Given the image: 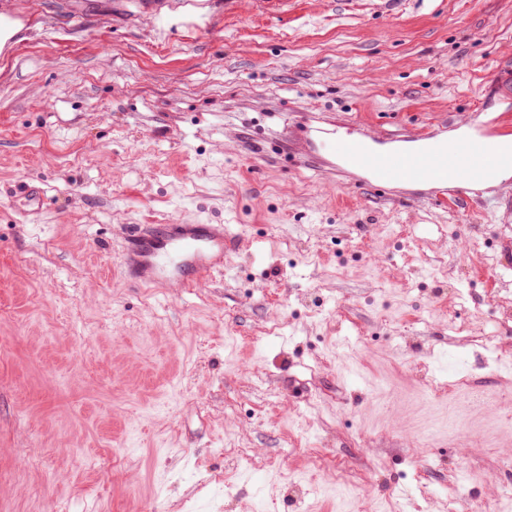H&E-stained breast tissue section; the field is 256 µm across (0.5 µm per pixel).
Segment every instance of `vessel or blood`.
Instances as JSON below:
<instances>
[{
    "instance_id": "vessel-or-blood-1",
    "label": "vessel or blood",
    "mask_w": 512,
    "mask_h": 512,
    "mask_svg": "<svg viewBox=\"0 0 512 512\" xmlns=\"http://www.w3.org/2000/svg\"><path fill=\"white\" fill-rule=\"evenodd\" d=\"M316 135L331 167L354 172L359 182L380 189L412 186L413 197L432 203L446 192L464 206L470 187L492 183L502 168L512 166V148L494 150L481 133L460 136L451 145L427 134L351 137L320 127ZM232 238L229 227L221 224L171 219L159 232L137 225L127 236L123 274L137 286L194 283L223 269Z\"/></svg>"
}]
</instances>
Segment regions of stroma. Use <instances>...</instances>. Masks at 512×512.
Here are the masks:
<instances>
[{
    "mask_svg": "<svg viewBox=\"0 0 512 512\" xmlns=\"http://www.w3.org/2000/svg\"><path fill=\"white\" fill-rule=\"evenodd\" d=\"M13 3L0 512H502L512 220L328 186L307 129L512 126V0ZM172 217L228 265L134 287Z\"/></svg>",
    "mask_w": 512,
    "mask_h": 512,
    "instance_id": "35a3bbf8",
    "label": "stroma"
}]
</instances>
